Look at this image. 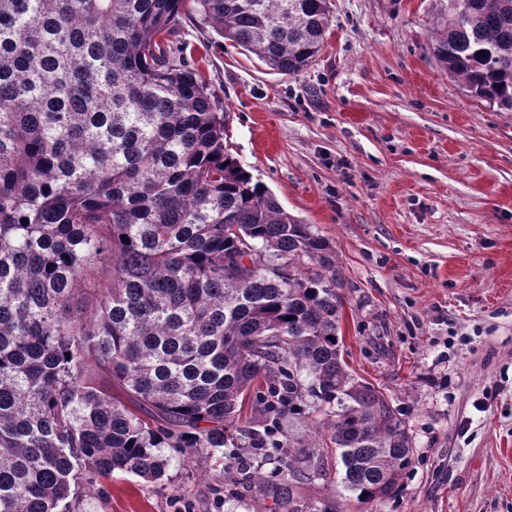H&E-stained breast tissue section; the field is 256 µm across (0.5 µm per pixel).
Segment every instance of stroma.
I'll return each instance as SVG.
<instances>
[{
    "label": "stroma",
    "instance_id": "1",
    "mask_svg": "<svg viewBox=\"0 0 512 512\" xmlns=\"http://www.w3.org/2000/svg\"><path fill=\"white\" fill-rule=\"evenodd\" d=\"M332 25L289 77L184 22L224 106L232 155L336 251L342 355L380 388L413 448L395 498L344 512H512V112L466 96L432 52L448 0H329ZM485 411H476L477 401ZM249 471L173 459L167 481L116 474L77 512H288L330 496L288 451Z\"/></svg>",
    "mask_w": 512,
    "mask_h": 512
}]
</instances>
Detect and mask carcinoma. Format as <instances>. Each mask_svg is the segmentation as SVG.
I'll use <instances>...</instances> for the list:
<instances>
[{"label": "carcinoma", "mask_w": 512, "mask_h": 512, "mask_svg": "<svg viewBox=\"0 0 512 512\" xmlns=\"http://www.w3.org/2000/svg\"><path fill=\"white\" fill-rule=\"evenodd\" d=\"M433 54L465 94L512 110V0H465ZM284 76L319 55L327 0H0V512H74L114 473L237 447L243 405L270 423L334 410L341 500L393 498L412 448L388 397L341 355L328 239L224 144V108L183 53V19ZM111 269L96 307L81 285ZM288 266V274L278 266ZM273 428L254 450L281 447Z\"/></svg>", "instance_id": "carcinoma-1"}]
</instances>
